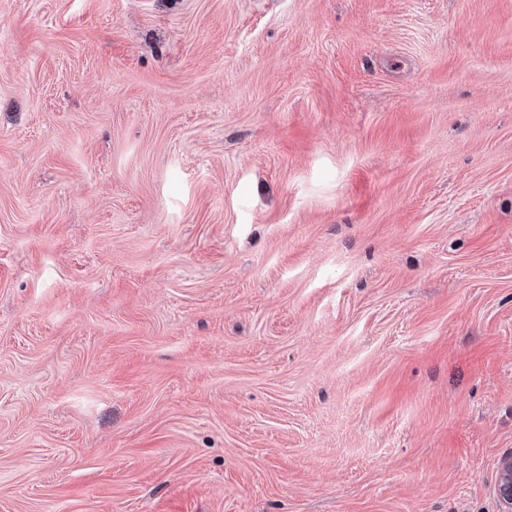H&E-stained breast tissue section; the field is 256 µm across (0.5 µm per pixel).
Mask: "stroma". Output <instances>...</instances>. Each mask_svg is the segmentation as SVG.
Wrapping results in <instances>:
<instances>
[{
	"instance_id": "35a3bbf8",
	"label": "stroma",
	"mask_w": 512,
	"mask_h": 512,
	"mask_svg": "<svg viewBox=\"0 0 512 512\" xmlns=\"http://www.w3.org/2000/svg\"><path fill=\"white\" fill-rule=\"evenodd\" d=\"M512 0H0V512H499Z\"/></svg>"
}]
</instances>
